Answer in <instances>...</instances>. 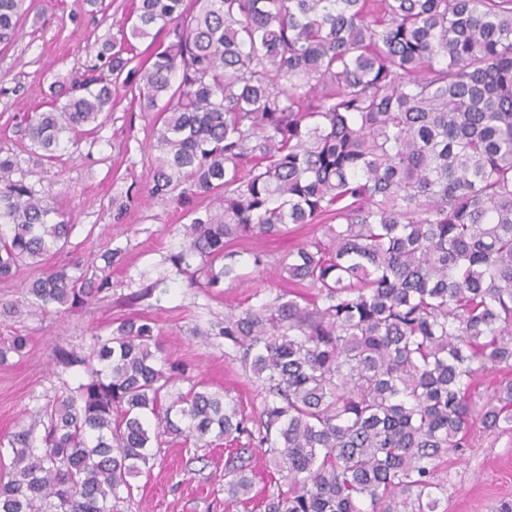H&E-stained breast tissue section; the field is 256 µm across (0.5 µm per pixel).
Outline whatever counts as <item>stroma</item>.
Wrapping results in <instances>:
<instances>
[{
    "mask_svg": "<svg viewBox=\"0 0 512 512\" xmlns=\"http://www.w3.org/2000/svg\"><path fill=\"white\" fill-rule=\"evenodd\" d=\"M130 0H35L21 17L16 41L0 47V154L18 161L16 178L52 188L70 223L66 248L48 265L76 264L98 273L101 255L119 250L110 286L96 303L44 317L0 315V346L12 337L28 339L26 348L0 362V440L22 430L44 435V410L55 397L86 382L83 365L64 367L65 350L87 356L97 337L111 335L122 317L155 322L169 363L182 369L176 387L201 383L225 392L249 413L261 396L245 375L241 350L225 341L224 314L268 299L275 266L262 278L203 288L192 270L176 269L169 257L183 245L185 206L169 197L148 198L153 145L150 114L132 110L117 97L112 115L94 130L64 141L52 163L24 135L28 113L49 110L53 84L77 77L95 64L101 45L116 34ZM127 199L121 222H114V199ZM320 225L290 226L285 233L232 250H258L276 258L296 244L322 239ZM224 448L202 447L181 436L163 437L149 470L136 478L119 512H244L224 492ZM448 482L442 512H512V437L490 441L476 436L473 447L453 453L439 472Z\"/></svg>",
    "mask_w": 512,
    "mask_h": 512,
    "instance_id": "35a3bbf8",
    "label": "stroma"
}]
</instances>
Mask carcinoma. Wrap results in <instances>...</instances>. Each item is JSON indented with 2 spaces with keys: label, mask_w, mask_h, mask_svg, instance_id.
<instances>
[{
  "label": "carcinoma",
  "mask_w": 512,
  "mask_h": 512,
  "mask_svg": "<svg viewBox=\"0 0 512 512\" xmlns=\"http://www.w3.org/2000/svg\"><path fill=\"white\" fill-rule=\"evenodd\" d=\"M25 2L0 0V45ZM99 58L110 78L94 65L58 82L65 102L25 131L50 161L122 88L155 113L149 195L215 202L182 225L174 265L200 261L216 288L268 265L232 242L290 224H321L326 241L278 260L291 289L224 314L256 415L202 385L173 390L155 324L124 318L87 381L47 405L41 442L9 440L0 512H116L151 441L173 434L224 442V492L261 512H437L438 467L474 427L512 435V0H133ZM16 166L0 155L1 279L72 231ZM118 255L97 278L45 268L26 313L99 300ZM255 450L287 489L254 491Z\"/></svg>",
  "instance_id": "obj_1"
}]
</instances>
